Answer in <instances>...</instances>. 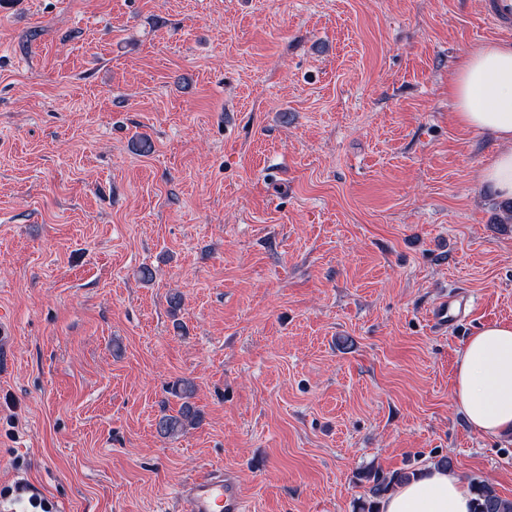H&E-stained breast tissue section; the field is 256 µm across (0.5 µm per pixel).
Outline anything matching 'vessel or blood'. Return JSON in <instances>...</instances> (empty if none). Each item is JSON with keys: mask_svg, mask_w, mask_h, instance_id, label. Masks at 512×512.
Returning a JSON list of instances; mask_svg holds the SVG:
<instances>
[{"mask_svg": "<svg viewBox=\"0 0 512 512\" xmlns=\"http://www.w3.org/2000/svg\"><path fill=\"white\" fill-rule=\"evenodd\" d=\"M486 20L498 30L512 31V0H485ZM178 496L188 498L192 512H249L236 478L209 469L181 485Z\"/></svg>", "mask_w": 512, "mask_h": 512, "instance_id": "vessel-or-blood-1", "label": "vessel or blood"}]
</instances>
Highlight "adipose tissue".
<instances>
[{"mask_svg":"<svg viewBox=\"0 0 512 512\" xmlns=\"http://www.w3.org/2000/svg\"><path fill=\"white\" fill-rule=\"evenodd\" d=\"M456 117L490 132L496 149L482 180L512 199V42L492 41L469 52L451 85ZM454 404L476 433L512 435V323L485 326L456 360ZM474 496L452 471L431 464L382 499L380 512H471Z\"/></svg>","mask_w":512,"mask_h":512,"instance_id":"adipose-tissue-1","label":"adipose tissue"}]
</instances>
